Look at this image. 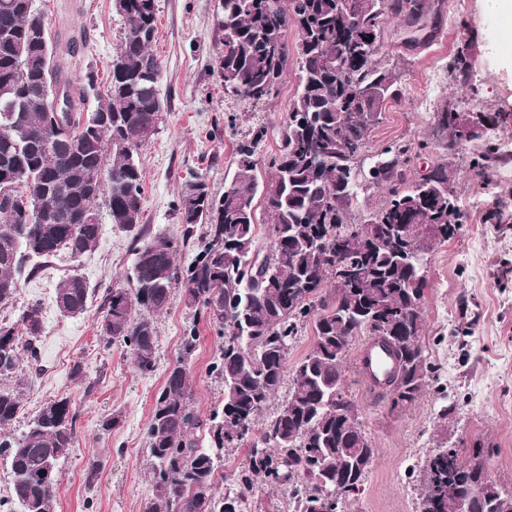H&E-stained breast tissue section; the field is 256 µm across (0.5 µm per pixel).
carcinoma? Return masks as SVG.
Masks as SVG:
<instances>
[{"label": "carcinoma", "instance_id": "carcinoma-1", "mask_svg": "<svg viewBox=\"0 0 512 512\" xmlns=\"http://www.w3.org/2000/svg\"><path fill=\"white\" fill-rule=\"evenodd\" d=\"M219 27L224 54L219 78L224 90L249 101L277 96L289 55L299 63L298 91L280 131L279 153L270 175L258 182L255 144L266 135L258 128L239 150L238 171L230 188L216 198L204 180L185 182L178 202L180 237H145L141 191L145 178L140 152L151 142L162 113V67L148 70L157 24L156 0H126L121 14L124 38L111 64L106 94L90 111L80 109L86 84L73 82L54 62L48 16L35 0H0V86L14 92L0 99V309L11 304L20 280L38 275L64 252L73 258L93 250L100 224L82 222L83 212L105 202L111 222L133 238L134 288L108 287L101 295L100 330L129 347L133 368L154 369L155 317L169 306L174 288L184 286L188 304L202 308L217 324L225 343L211 372L224 386L221 410L205 424L189 407L186 363L198 336L190 330L155 399L145 431L153 493L143 512H244L245 491L255 480L271 488L288 487L293 512H344L347 496L364 483L377 449L359 425L342 418L354 402L345 393L343 360L353 338L366 334L386 347L393 367L386 382L401 389L399 409L412 405L434 367L420 343L422 316L408 312L424 296L426 273L407 258L409 240L401 224L427 226L417 243L427 254L435 241L453 238L461 224L449 185L448 165L438 162L422 176L427 184L411 189L407 171L412 154L430 147L399 143L374 162L373 187L388 188L373 220L345 223L349 208L369 187L355 185L352 167L364 154L368 134L382 110L400 95L398 74L365 48L364 38L382 39L388 15L414 28L427 19V0H221ZM297 27L293 49L269 48L277 29ZM140 28L149 37L133 32ZM65 92L66 111L52 109V92ZM459 107L445 104L435 113L437 132H457ZM469 166L480 171L499 157L487 134ZM196 188V201L187 189ZM263 197L272 240L256 237L251 202ZM198 241L195 259L180 269V246ZM339 254L358 271L357 281H340L327 313L315 323L312 345L293 367L288 350L299 326L311 316L328 287L330 257ZM298 258L297 263L288 258ZM96 296L80 275L64 276L56 305L68 316L83 314ZM42 310L25 307L19 318L0 321V457L9 460V501L19 512H54L59 495V463L73 452L75 413L69 400L47 404L16 435L11 431L22 410V386L1 382L17 377L24 360H38ZM291 372L288 400L264 423L250 445L244 491L216 497L219 461L236 444L230 433L243 421L255 431L257 419ZM206 430L207 440L194 437ZM426 484L439 494L462 487L477 490L471 512H502L504 490L488 474L446 448L427 461Z\"/></svg>", "mask_w": 512, "mask_h": 512}]
</instances>
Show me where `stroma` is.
Returning <instances> with one entry per match:
<instances>
[{"mask_svg":"<svg viewBox=\"0 0 512 512\" xmlns=\"http://www.w3.org/2000/svg\"><path fill=\"white\" fill-rule=\"evenodd\" d=\"M48 15L55 60L74 82L94 71L85 108L105 92L112 58L124 34V19L114 0H37ZM438 9L413 45L405 26L389 17L379 60L401 75L402 97L389 103L369 137V153L409 140H434L433 115L440 104L477 105L498 112L495 133L512 144V67L503 59L512 40V17L482 12L479 0H434ZM220 0H157L158 32L152 45L163 64L161 94L166 107L157 134L144 148L142 224L150 234L179 233L176 207L190 172L204 179L213 195H223L233 180L238 148L256 127L268 130L256 148L258 178L280 148V128L298 85V63L288 71L275 98L257 103L225 92L217 77L223 52ZM473 42L471 79L463 83L448 68L461 39ZM448 162L451 186L465 214L454 239L428 256L422 317V344L439 369L447 400L426 388L406 410L393 413L375 397L362 377L359 353L366 336L355 337L345 359L346 394L355 402L362 425L377 450L360 491L347 500V512H421L424 470L438 448L459 449L462 459L480 454L490 476L512 487V228L493 224L489 211L512 215V151L504 152L492 189L468 165L467 154L445 156L430 150L414 159L411 178L437 160ZM98 246L79 258L61 255L35 278L21 282L16 302L0 319L16 321L28 304L40 303L43 329L38 341V373L24 372L23 412L15 425L50 401L69 398L77 414L76 453L59 466L60 494L55 512H141L153 486L146 469L144 433L153 401L168 369L181 352L182 336L197 327L199 339L187 365L191 405L201 419L218 410L222 388L211 373L222 339L197 307L176 287L166 312L156 318L158 362L153 372H137L123 342L100 333L102 313L91 307L71 317L55 304V288L70 273L90 287H131L132 236L112 224L98 205ZM81 374H74V366ZM448 415H441L442 406ZM118 416L112 430L104 418ZM101 463L94 486L85 482L89 460Z\"/></svg>","mask_w":512,"mask_h":512,"instance_id":"stroma-1","label":"stroma"}]
</instances>
